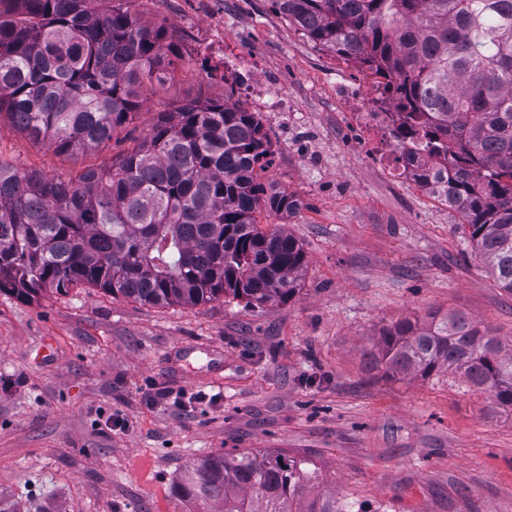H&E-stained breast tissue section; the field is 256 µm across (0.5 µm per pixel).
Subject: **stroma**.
Segmentation results:
<instances>
[{
	"label": "stroma",
	"instance_id": "35a3bbf8",
	"mask_svg": "<svg viewBox=\"0 0 512 512\" xmlns=\"http://www.w3.org/2000/svg\"><path fill=\"white\" fill-rule=\"evenodd\" d=\"M181 56L118 140L79 156L0 133V161L68 179L109 163L156 113L231 93L202 60L217 44L286 91L265 112L264 179L301 201L262 216L301 244L292 299L151 306L96 288L0 292V499L13 512H219L181 498L185 468L267 451L315 464L320 492L367 512H512V409L441 368L401 380L370 369L400 319L461 313L512 348V295L498 288L460 217L371 166L336 98L358 64L310 41L270 0H138ZM204 395L190 413L148 404L153 385ZM129 425L108 429L112 413Z\"/></svg>",
	"mask_w": 512,
	"mask_h": 512
}]
</instances>
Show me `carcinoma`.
<instances>
[{"label": "carcinoma", "mask_w": 512, "mask_h": 512, "mask_svg": "<svg viewBox=\"0 0 512 512\" xmlns=\"http://www.w3.org/2000/svg\"><path fill=\"white\" fill-rule=\"evenodd\" d=\"M135 0H0V131L86 154L160 92L174 33ZM304 36L389 78L403 135L427 148L457 229L512 294V0H271ZM272 144L257 112L223 99L158 112L112 163L62 180L0 162V292L98 288L150 305L290 300L302 246L261 211L299 201L263 181ZM373 368L448 370L512 408V354L465 315L386 328ZM318 469L277 453L186 468L179 496L222 512H366L314 492Z\"/></svg>", "instance_id": "carcinoma-1"}]
</instances>
